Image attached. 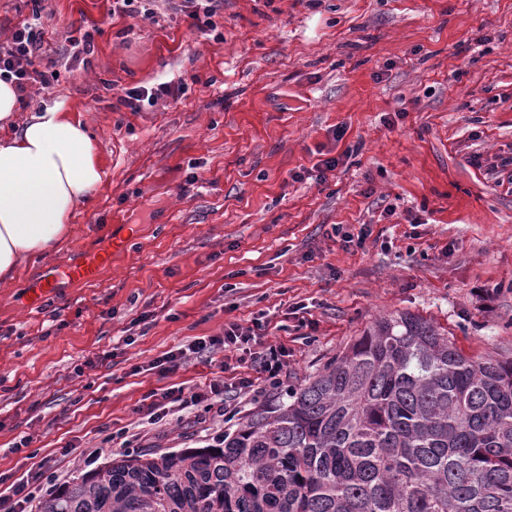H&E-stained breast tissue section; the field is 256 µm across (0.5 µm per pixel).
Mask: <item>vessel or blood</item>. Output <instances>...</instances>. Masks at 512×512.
<instances>
[{
    "label": "vessel or blood",
    "instance_id": "b4317fda",
    "mask_svg": "<svg viewBox=\"0 0 512 512\" xmlns=\"http://www.w3.org/2000/svg\"><path fill=\"white\" fill-rule=\"evenodd\" d=\"M123 245V238H114L103 248L81 254L77 259L47 270L31 286V305L39 306L53 297L61 284L86 283L96 280L103 269L111 264L113 252L120 250Z\"/></svg>",
    "mask_w": 512,
    "mask_h": 512
}]
</instances>
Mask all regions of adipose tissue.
Listing matches in <instances>:
<instances>
[{
	"label": "adipose tissue",
	"instance_id": "obj_1",
	"mask_svg": "<svg viewBox=\"0 0 512 512\" xmlns=\"http://www.w3.org/2000/svg\"><path fill=\"white\" fill-rule=\"evenodd\" d=\"M104 177L87 125L61 102L42 103L0 139V279L68 237L73 211Z\"/></svg>",
	"mask_w": 512,
	"mask_h": 512
}]
</instances>
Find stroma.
I'll use <instances>...</instances> for the list:
<instances>
[{
	"instance_id": "1",
	"label": "stroma",
	"mask_w": 512,
	"mask_h": 512,
	"mask_svg": "<svg viewBox=\"0 0 512 512\" xmlns=\"http://www.w3.org/2000/svg\"><path fill=\"white\" fill-rule=\"evenodd\" d=\"M36 5L61 57L14 121L64 102L106 177L72 237L0 283L1 476L47 457L65 484L91 474L90 451L103 467L213 444L385 313L430 318L469 356L512 354V0H224L220 40L167 9L155 24L111 15L112 0H0V16ZM87 32L92 54L66 51ZM168 81L178 100L120 102ZM331 157L327 181L311 178ZM114 235L127 246L97 281L29 307L48 265ZM258 320L288 350L278 385L226 397L223 417L136 414L170 387L257 377L258 345L166 378L149 364Z\"/></svg>"
}]
</instances>
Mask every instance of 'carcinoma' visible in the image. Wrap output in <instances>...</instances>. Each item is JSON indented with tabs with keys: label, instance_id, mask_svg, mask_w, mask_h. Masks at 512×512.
<instances>
[{
	"label": "carcinoma",
	"instance_id": "1",
	"mask_svg": "<svg viewBox=\"0 0 512 512\" xmlns=\"http://www.w3.org/2000/svg\"><path fill=\"white\" fill-rule=\"evenodd\" d=\"M222 445L127 455L39 512H512V356L383 316Z\"/></svg>",
	"mask_w": 512,
	"mask_h": 512
}]
</instances>
